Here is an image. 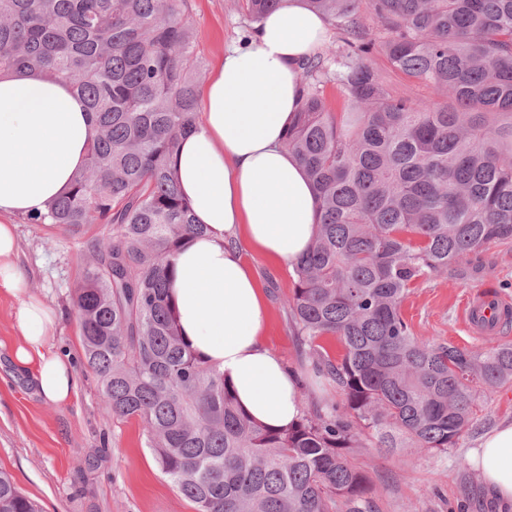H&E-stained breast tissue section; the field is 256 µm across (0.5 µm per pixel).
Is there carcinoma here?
<instances>
[{"label":"carcinoma","instance_id":"carcinoma-1","mask_svg":"<svg viewBox=\"0 0 512 512\" xmlns=\"http://www.w3.org/2000/svg\"><path fill=\"white\" fill-rule=\"evenodd\" d=\"M307 3L339 47L299 62L286 146L313 182L318 224L295 263L290 310L313 371L342 388L346 406L276 428L255 423L185 343L168 293L176 255L202 232L172 167L198 120L180 0H0V71L66 81L94 116L85 168L28 221L112 227L111 241H88L74 298L86 364L105 411L141 420L197 512H370L368 477L348 449L370 436L380 448L446 452L472 424L476 392L512 382L511 343L431 345L401 314L415 281L462 277L470 254L512 240V0ZM278 4L244 0L254 23ZM374 53L446 102L392 93L368 63ZM326 335L341 360L317 344ZM0 512H39L1 470Z\"/></svg>","mask_w":512,"mask_h":512}]
</instances>
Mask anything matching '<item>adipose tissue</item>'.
<instances>
[{"instance_id":"adipose-tissue-1","label":"adipose tissue","mask_w":512,"mask_h":512,"mask_svg":"<svg viewBox=\"0 0 512 512\" xmlns=\"http://www.w3.org/2000/svg\"><path fill=\"white\" fill-rule=\"evenodd\" d=\"M326 26L305 0H281L247 43L225 49L204 88V118L173 161L180 191L204 227L175 259L170 295L182 336L223 374L248 415L272 427L303 414L301 382L262 341L264 296L234 242L245 239L291 267L312 241V183L284 143L300 104L297 63L318 50ZM91 131V115L69 85L34 70L0 74V292L17 302L22 341L12 359L53 404L71 397L76 375L49 346L59 316L32 293L9 219L44 210L67 190ZM469 456L512 512V422L484 434Z\"/></svg>"}]
</instances>
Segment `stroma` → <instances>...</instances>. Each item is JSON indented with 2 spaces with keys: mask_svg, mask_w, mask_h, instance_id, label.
Listing matches in <instances>:
<instances>
[{
  "mask_svg": "<svg viewBox=\"0 0 512 512\" xmlns=\"http://www.w3.org/2000/svg\"><path fill=\"white\" fill-rule=\"evenodd\" d=\"M183 11L194 31L204 82L227 46L247 40L252 24L242 0H186ZM16 224L17 259L29 274L32 292L59 314L52 344L70 358L78 386L68 401L52 404L36 393L29 374L15 368L10 352L21 340L17 302L1 294L0 469L41 512H196L195 503L161 472L142 422L116 419L102 409L101 386L84 360L73 301L88 260L85 236L24 217ZM238 247L267 295L264 342L301 377L305 408L344 405L336 383L312 372L295 333L293 272L246 242ZM485 285L512 300V240L486 246L466 279L443 273L416 281L402 304L403 316L414 336L435 345L483 351L495 340L512 343V325L492 340L474 335L461 315L466 299ZM503 422H512L511 384L479 395L472 427L448 451L388 450L370 441L350 449L351 461L368 475L372 512H499L468 453Z\"/></svg>",
  "mask_w": 512,
  "mask_h": 512,
  "instance_id": "stroma-1",
  "label": "stroma"
}]
</instances>
